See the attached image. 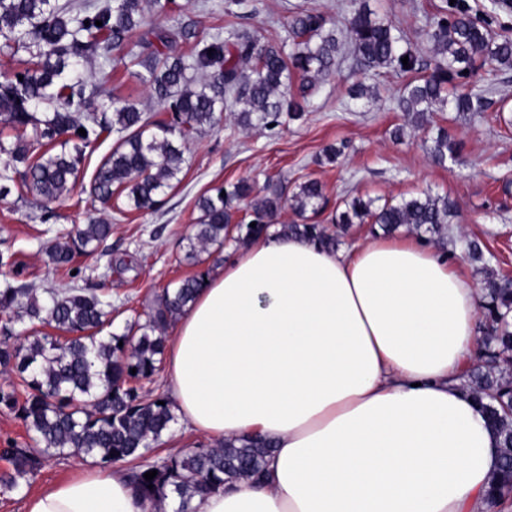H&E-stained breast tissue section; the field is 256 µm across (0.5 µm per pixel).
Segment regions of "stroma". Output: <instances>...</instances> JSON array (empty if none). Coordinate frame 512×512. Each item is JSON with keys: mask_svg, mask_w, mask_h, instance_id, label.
<instances>
[{"mask_svg": "<svg viewBox=\"0 0 512 512\" xmlns=\"http://www.w3.org/2000/svg\"><path fill=\"white\" fill-rule=\"evenodd\" d=\"M256 10L242 14L234 0H173L167 13L148 16L153 26L189 25L194 36L178 42L176 51L189 55L195 40L211 35L229 37L232 30H245L262 41L294 50L288 32L292 8H306L343 28L350 0H253ZM442 0H368L377 14L391 19L408 39L430 58L425 30L435 7ZM108 64L109 97L138 104L156 120L169 119V111L153 98L147 85L132 77L121 51L107 58H94L91 72ZM378 87L375 102L351 100L356 82ZM494 86L485 112L466 118L454 111L437 112L434 124L444 126L460 141V153L445 165L433 164L413 137L394 139L395 127L407 124V116L396 108L399 79L388 70L380 75L365 71L352 55H345L332 78L324 81L310 99V110L302 121L276 129L238 127L231 113H223L212 132L188 140L184 152L182 181L160 197L151 210H129L124 200L113 201L110 209L94 203L90 196L92 174L112 149V139L99 140L87 149L77 189L54 202L56 226L74 229L104 217L112 219V235L106 246L115 253L133 255L138 267L119 272L106 262L89 266L76 262L91 283L112 297V330L122 333L126 323L148 312L157 294L176 287L192 275L184 264L186 238L199 215L197 197L212 187L247 180L262 191L268 177L281 178L294 187L302 177L319 179L327 206L316 215L317 223H329L335 212L344 210L346 196L391 199L431 192L456 201L458 214L448 226L445 252L460 257L466 241H478L493 254V266L512 278V69L479 67L473 76L461 79V89ZM345 144L336 163L321 162L323 149ZM40 211L20 185L0 200V250L16 251L22 277L47 288H65L67 277L55 272L44 253L46 236L40 235ZM83 470L74 456L45 458L38 473L23 493H0V512H24L26 495L52 483L79 475Z\"/></svg>", "mask_w": 512, "mask_h": 512, "instance_id": "35a3bbf8", "label": "stroma"}]
</instances>
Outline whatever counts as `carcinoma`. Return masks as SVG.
Returning a JSON list of instances; mask_svg holds the SVG:
<instances>
[{
  "mask_svg": "<svg viewBox=\"0 0 512 512\" xmlns=\"http://www.w3.org/2000/svg\"><path fill=\"white\" fill-rule=\"evenodd\" d=\"M169 3L86 0L76 7L52 0H0V52L14 55L22 50L29 55L23 72H0L1 198L10 192L9 184L19 181L49 220L48 204L76 190L86 148L104 134H115L111 152L94 173L91 195L105 209L115 196L133 209H151L158 197L180 183L183 145L192 135L216 127L227 110L243 128H276L304 119L309 98L335 73L338 58L347 51L375 72L391 69L404 76L430 68L428 75L400 87L396 103L411 117L412 130L426 133L422 146L443 166L459 154L461 143L447 128L431 127V114L453 109L474 115L489 105L486 89L450 96L448 85L473 75L479 58L512 68V39L494 41L488 24L458 5L440 7L428 23L426 38L433 54L428 64L400 29L362 3L347 20L345 41L326 28L321 14L299 10L289 21L295 45L289 55L242 31L231 41L199 40L185 57L172 50L183 37L181 30L142 32L146 12L163 13ZM111 47L128 48L126 56L144 69L136 77L171 111L168 123H155L149 113L129 103L114 101L107 112L101 94L108 74L97 79L86 72V64ZM80 128L86 135L78 133ZM285 193L286 186L270 178L261 195H252L250 184L240 181L200 196L198 221L183 257L197 270L176 288L163 289L145 323H128L121 334L108 331V295L90 285L58 291L21 282L14 253L0 251V269L14 275L0 289V312L7 316L0 327V372L15 375L0 383V407L18 414L31 440L28 445L9 439L0 449L9 464L0 475L4 489L29 482L47 455H83L102 463L133 464L127 477L135 489L160 506L172 505V512H190L197 494L262 473L271 446L251 438L199 444L160 464H140L174 421L169 398L144 393L142 383L159 371L166 332L205 283L209 268L200 255L215 245L266 234ZM244 199L250 208L248 222L235 218V203ZM291 201L300 215L309 210L316 215L327 204L317 179L299 183ZM345 206L331 228L306 222L284 224L282 232L334 250L350 225L366 221L373 234L404 226L428 233L442 245L456 209L448 196L429 192L378 205L355 196ZM111 235L112 225L104 220L76 230L58 229L48 258L69 276L77 257L98 260V249ZM482 270L481 356L467 374L466 389L501 437V461L488 495L493 503L506 505L512 502V279L485 266ZM40 291L47 298H39ZM15 321L52 323L66 339L45 333L12 344ZM152 470L157 475L148 482L144 474Z\"/></svg>",
  "mask_w": 512,
  "mask_h": 512,
  "instance_id": "obj_1",
  "label": "carcinoma"
}]
</instances>
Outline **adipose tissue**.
<instances>
[{"label": "adipose tissue", "instance_id": "ef3b65f1", "mask_svg": "<svg viewBox=\"0 0 512 512\" xmlns=\"http://www.w3.org/2000/svg\"><path fill=\"white\" fill-rule=\"evenodd\" d=\"M480 290L416 237L330 251L270 229L177 319L171 409L220 444L269 442L270 478L196 495L192 512H495L499 455L463 370L477 359ZM25 512H155L124 471L86 466Z\"/></svg>", "mask_w": 512, "mask_h": 512}]
</instances>
